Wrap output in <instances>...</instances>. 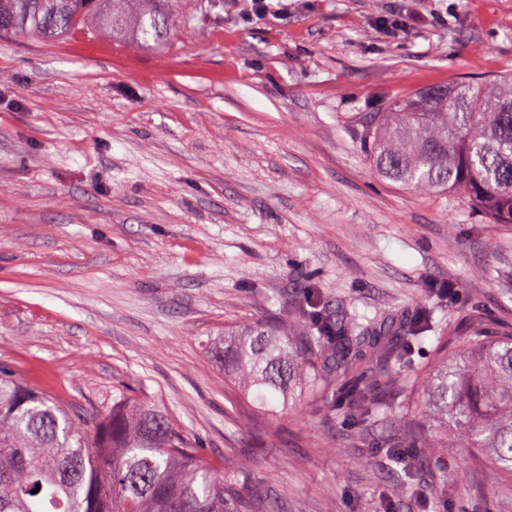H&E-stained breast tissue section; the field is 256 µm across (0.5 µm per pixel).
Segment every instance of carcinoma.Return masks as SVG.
I'll return each mask as SVG.
<instances>
[{"label":"carcinoma","mask_w":512,"mask_h":512,"mask_svg":"<svg viewBox=\"0 0 512 512\" xmlns=\"http://www.w3.org/2000/svg\"><path fill=\"white\" fill-rule=\"evenodd\" d=\"M161 0H0V32L60 39L91 18L109 30L137 11L135 36L160 43L168 16ZM363 146L385 179L420 194L461 192L473 209L512 224V76L494 87H424L369 116ZM435 327L420 305L408 322L334 323L318 316L292 336L279 320L224 330L212 358L260 414L286 408L298 393L330 406L340 395L346 417L365 425L375 410L409 418L416 394L428 416L457 431L463 448H486L512 475V331L474 319L456 362L438 349L428 368L414 345ZM405 439L448 447L411 422L380 439L401 486L418 473ZM238 472L201 454L165 409L122 397L93 429L53 396L0 370V512H266L244 497Z\"/></svg>","instance_id":"1"}]
</instances>
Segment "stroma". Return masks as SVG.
Listing matches in <instances>:
<instances>
[{
	"label": "stroma",
	"instance_id": "1",
	"mask_svg": "<svg viewBox=\"0 0 512 512\" xmlns=\"http://www.w3.org/2000/svg\"><path fill=\"white\" fill-rule=\"evenodd\" d=\"M512 71V0H171L165 41L95 24L0 34V369L93 418L131 393L278 512H512L486 449L449 440L396 485L312 399L253 414L206 353L225 328L306 313L512 325V224L381 179L363 120L419 88ZM458 298L440 294L442 285ZM451 468L449 485L437 482Z\"/></svg>",
	"mask_w": 512,
	"mask_h": 512
}]
</instances>
